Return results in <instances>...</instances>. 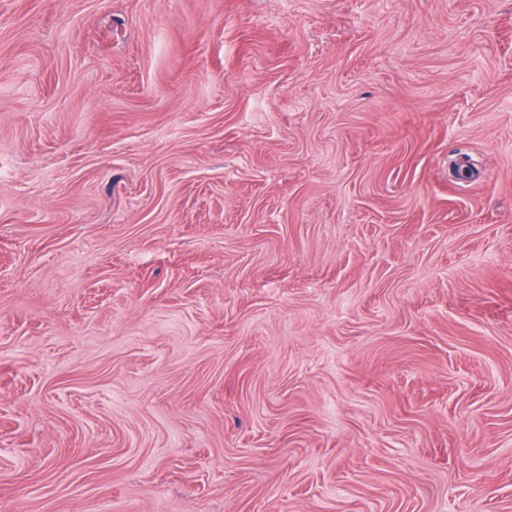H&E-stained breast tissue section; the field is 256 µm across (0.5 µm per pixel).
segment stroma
I'll list each match as a JSON object with an SVG mask.
<instances>
[{"label": "stroma", "instance_id": "stroma-1", "mask_svg": "<svg viewBox=\"0 0 512 512\" xmlns=\"http://www.w3.org/2000/svg\"><path fill=\"white\" fill-rule=\"evenodd\" d=\"M0 512H512V0H0Z\"/></svg>", "mask_w": 512, "mask_h": 512}]
</instances>
